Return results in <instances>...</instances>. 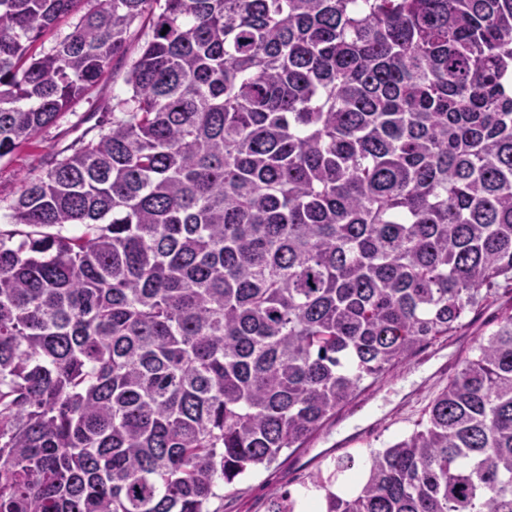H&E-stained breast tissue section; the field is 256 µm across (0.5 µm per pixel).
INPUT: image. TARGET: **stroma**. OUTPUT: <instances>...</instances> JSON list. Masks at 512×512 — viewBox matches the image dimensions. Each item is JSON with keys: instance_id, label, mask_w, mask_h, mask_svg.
I'll use <instances>...</instances> for the list:
<instances>
[{"instance_id": "1", "label": "stroma", "mask_w": 512, "mask_h": 512, "mask_svg": "<svg viewBox=\"0 0 512 512\" xmlns=\"http://www.w3.org/2000/svg\"><path fill=\"white\" fill-rule=\"evenodd\" d=\"M125 93L121 79L115 82L104 77L31 143L0 159L1 229L9 227L6 216L24 182L46 176L60 154L77 146L90 125L89 114L109 116L113 97ZM498 307L468 314L454 335L424 344L408 362L375 382L364 384L355 398L329 418L303 448L285 452L269 468L225 487L224 512H267L269 495L276 488L290 491L295 500H303L313 492L316 477L328 475L340 457H351L352 467L339 476L337 489H346L351 480L365 477L371 462L370 449L386 447L415 429L425 407L487 337Z\"/></svg>"}]
</instances>
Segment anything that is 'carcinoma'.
I'll use <instances>...</instances> for the list:
<instances>
[{
  "label": "carcinoma",
  "mask_w": 512,
  "mask_h": 512,
  "mask_svg": "<svg viewBox=\"0 0 512 512\" xmlns=\"http://www.w3.org/2000/svg\"><path fill=\"white\" fill-rule=\"evenodd\" d=\"M144 16L0 231V512H219L512 290V0H0V158ZM350 465L325 512H512V306L340 494Z\"/></svg>",
  "instance_id": "1"
}]
</instances>
